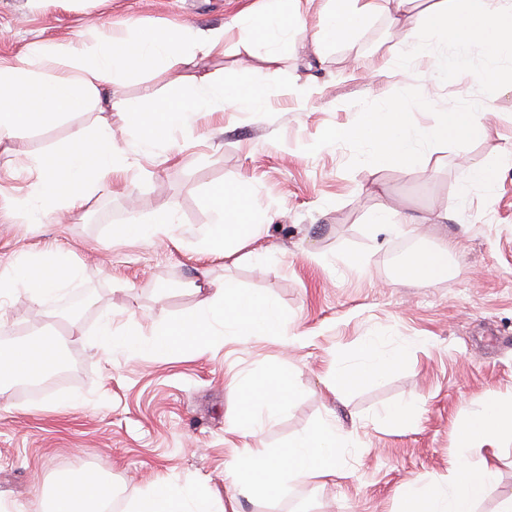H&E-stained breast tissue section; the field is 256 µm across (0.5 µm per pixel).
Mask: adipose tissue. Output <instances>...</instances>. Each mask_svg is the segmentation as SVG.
Wrapping results in <instances>:
<instances>
[{"instance_id": "adipose-tissue-1", "label": "adipose tissue", "mask_w": 512, "mask_h": 512, "mask_svg": "<svg viewBox=\"0 0 512 512\" xmlns=\"http://www.w3.org/2000/svg\"><path fill=\"white\" fill-rule=\"evenodd\" d=\"M280 2L269 0L261 23H253L247 14L233 21L248 33L246 49L271 65L279 63L305 32L300 10L282 8ZM405 3L324 0L321 25L312 39L316 52L352 37L374 15H400ZM419 23L447 47L441 66L448 73L512 91V0H437ZM227 32L224 26L205 32L157 27L124 38L104 37L93 44L82 40L55 46L31 44L10 64L0 65V142L17 131L60 122L77 108L101 115L122 109L130 130L145 147L227 106L241 112L265 111V85H228L217 72H194L200 61L223 56ZM475 54L486 64L474 72L469 60ZM140 71L167 75L166 94L150 98L145 107L118 105L117 86L126 75ZM485 114L483 105L476 103L446 113L439 125L417 128L412 113L369 112L361 125L336 130L335 137L365 140L374 163L405 164L414 158L409 129H416L426 141L445 137L467 142L486 135ZM124 153L111 124L103 118L80 128L69 140L30 156L28 170L35 180L21 209L35 219L49 210L69 208L76 194L111 190L112 174L123 168ZM207 205L211 220L200 229L192 244L194 251L224 259L238 254L254 262L267 259V252L254 246L260 227L251 220V203L239 185L212 187ZM81 275L80 265L66 254L34 253L0 272V300L22 288L42 304ZM286 327L287 318L274 298L228 282L211 290L188 317L163 324L151 334H143L131 320L115 326L108 313L96 334L103 354L134 359L179 348L216 346L230 337L281 336ZM61 361L58 347L46 338L0 350V398L8 395L13 382L43 377ZM235 389L239 403L232 430L246 438L275 420L287 403L301 396L303 386L296 373L276 371L260 379H241ZM511 429L512 399L492 398L459 425L458 439L464 448L492 450ZM343 455L335 422L323 420L277 452L250 449L227 466L226 475L240 495L278 497L287 492L292 480L334 477ZM497 475L489 462L476 465L456 458L434 486L406 494L403 512H475L477 500ZM113 496L111 482L99 473H72L61 480L52 512H108ZM131 512H227V508L199 483L161 480L142 490Z\"/></svg>"}]
</instances>
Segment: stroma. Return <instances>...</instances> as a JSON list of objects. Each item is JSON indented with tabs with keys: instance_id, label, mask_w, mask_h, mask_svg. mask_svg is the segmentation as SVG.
Listing matches in <instances>:
<instances>
[{
	"instance_id": "obj_1",
	"label": "stroma",
	"mask_w": 512,
	"mask_h": 512,
	"mask_svg": "<svg viewBox=\"0 0 512 512\" xmlns=\"http://www.w3.org/2000/svg\"><path fill=\"white\" fill-rule=\"evenodd\" d=\"M432 2L413 0L405 14L406 48L416 59L390 76L378 73L392 46L384 15L323 54L297 48L273 77L245 51L241 33L228 32L224 57L209 67L223 70L228 82L268 85L267 111L217 112L148 150L126 132L125 114L112 112L108 120L130 167L113 174L111 191L34 223L19 208L33 181L26 159L98 115L77 110L10 140L0 153V268L29 252L60 250L82 276L44 305L19 290L0 306V346L30 341L39 330L53 334L71 372L44 395L14 391L0 401V512H44L54 479L84 470L111 478L112 512H127L161 478L204 483L235 512H400L407 488L447 474L456 457H484V449L460 448L456 430L485 400L512 394V92L436 76L441 43L417 23ZM257 3L0 0V61L35 42L95 41L106 24L117 31L130 23L142 30L217 28ZM297 84L309 85L312 96L292 94ZM478 101L488 110L486 137L417 144L406 165L374 166L365 141L325 139L389 104L430 125ZM468 163L490 168L493 187L461 194ZM221 182L250 192L270 260L233 265L192 249L210 220L207 192ZM382 209L391 211L392 227L375 223ZM167 210L180 218L171 235L144 242L112 231L129 217L147 222ZM441 245L448 248L446 275L399 279L409 252ZM227 280L273 296L288 318L286 335L230 338L134 361L95 349L105 312L115 311L119 325L134 319L148 335L190 315L200 288ZM74 320L82 337L70 334ZM370 348L403 360L385 377L334 396L339 366L358 365ZM288 369L298 372L302 397L252 437L232 434L234 383ZM69 393L82 395L83 404L55 408ZM405 402L415 406L412 418L388 420L386 408ZM327 417L347 446L336 477L297 480L278 499L236 494L225 476L235 455L286 447ZM496 465L498 479L476 512H496L512 495V433L503 437Z\"/></svg>"
}]
</instances>
